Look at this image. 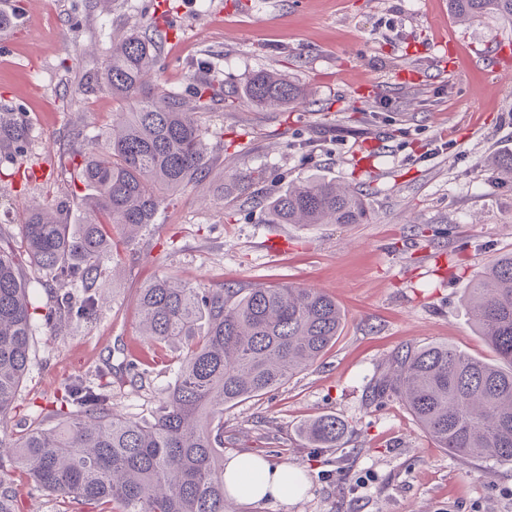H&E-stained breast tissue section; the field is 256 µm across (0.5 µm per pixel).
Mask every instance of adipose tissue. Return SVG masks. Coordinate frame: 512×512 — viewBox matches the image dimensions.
Returning <instances> with one entry per match:
<instances>
[{"label":"adipose tissue","instance_id":"obj_1","mask_svg":"<svg viewBox=\"0 0 512 512\" xmlns=\"http://www.w3.org/2000/svg\"><path fill=\"white\" fill-rule=\"evenodd\" d=\"M224 490L228 498L260 503L275 500L288 503L302 491L298 473L285 464L274 465L265 458L244 452L224 467Z\"/></svg>","mask_w":512,"mask_h":512}]
</instances>
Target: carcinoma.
I'll use <instances>...</instances> for the list:
<instances>
[{
  "label": "carcinoma",
  "mask_w": 512,
  "mask_h": 512,
  "mask_svg": "<svg viewBox=\"0 0 512 512\" xmlns=\"http://www.w3.org/2000/svg\"><path fill=\"white\" fill-rule=\"evenodd\" d=\"M460 21H512V0H448ZM158 33L113 37L112 58L100 76L128 109L112 118L108 142L78 167L86 189L78 231L48 205L29 208L18 241L0 236V424L30 365L33 315L19 261L82 288L58 294L42 313L55 333L65 319L94 314L103 260L113 253L112 230L124 243L155 221L168 197L198 181L206 169L197 114L210 109L214 85L193 87L194 103L156 91ZM303 88L278 72L259 71L242 91L261 108L286 107ZM30 136L22 118L0 117V149L21 155ZM492 173L512 182V154L492 159ZM269 224H365V195L333 179L313 178L263 204ZM470 319L500 363L473 358L444 344L396 356L394 375L377 396L395 395L440 448L463 459L512 464V252L495 258L464 289ZM142 332L152 341L183 344L174 382L152 420L112 412V382L75 375L54 396L56 427H28L13 437L0 430V512H22L14 483L68 497L81 512H225L224 409L260 399L315 363L339 336L343 313L314 288H202L161 277L141 289ZM346 425L334 415L306 422L301 434L337 448Z\"/></svg>",
  "instance_id": "1"
}]
</instances>
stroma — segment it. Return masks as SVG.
I'll use <instances>...</instances> for the list:
<instances>
[{"mask_svg":"<svg viewBox=\"0 0 512 512\" xmlns=\"http://www.w3.org/2000/svg\"><path fill=\"white\" fill-rule=\"evenodd\" d=\"M170 0L175 39L159 44L155 84L190 96L199 80L224 97L200 113L209 168L173 193L157 222L118 245L96 283L99 303L56 336L33 332L29 370L7 427L50 428L46 407L64 378L112 376V408L151 420L173 382L178 345L150 342L139 324L141 288L160 276L191 285L290 284L322 290L344 314L335 343L309 368L224 411V454L251 452L305 478L294 502L235 500L226 512H512V465L439 448L408 408L376 397L397 352L445 344L496 356L472 325L463 291L512 252V185L493 179L492 156L512 152V73L487 50L512 45V24L458 22L448 0ZM152 0H57L0 30V113L23 115L34 142L0 154V233L21 235L28 204H49L76 224L82 156L104 145L125 104L80 86L103 71L114 30L151 20ZM445 39L447 48L431 50ZM305 88L284 108L243 103L258 71ZM45 176L22 184L21 168ZM310 177L363 190L364 224H268V196ZM287 240L272 254L269 237ZM342 420L341 447L317 448L299 428Z\"/></svg>","mask_w":512,"mask_h":512,"instance_id":"1","label":"stroma"}]
</instances>
